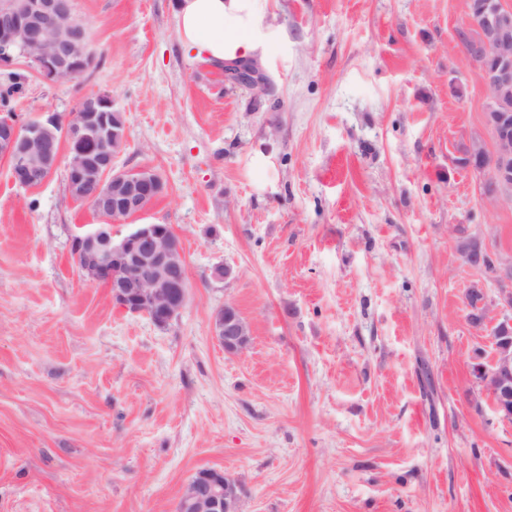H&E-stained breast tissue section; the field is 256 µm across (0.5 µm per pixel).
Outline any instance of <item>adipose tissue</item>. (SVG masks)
Listing matches in <instances>:
<instances>
[{"label": "adipose tissue", "mask_w": 512, "mask_h": 512, "mask_svg": "<svg viewBox=\"0 0 512 512\" xmlns=\"http://www.w3.org/2000/svg\"><path fill=\"white\" fill-rule=\"evenodd\" d=\"M257 0H177L175 32L184 55L214 67L263 59Z\"/></svg>", "instance_id": "1"}]
</instances>
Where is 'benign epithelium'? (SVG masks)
<instances>
[{
  "label": "benign epithelium",
  "instance_id": "7a95c632",
  "mask_svg": "<svg viewBox=\"0 0 512 512\" xmlns=\"http://www.w3.org/2000/svg\"><path fill=\"white\" fill-rule=\"evenodd\" d=\"M485 26V42L465 48L468 56L486 54L503 65L487 80L486 120L494 132L496 152L491 167H478L483 174L481 196L491 202H512V133L499 114L501 92L512 85V10L489 0H470ZM25 53L37 72L56 81L64 72L85 74L96 65L84 32L74 23L72 0H3L0 3V63ZM227 74L239 83L257 88L261 76L252 68L236 65ZM120 112L115 99L99 94L92 102L73 109L61 121L52 112L20 123L12 116L0 118V156L11 163L15 183L33 186V179L49 178L66 161L67 186L72 199L88 202L96 211L107 209L112 217L94 224L72 239L79 271L88 279L104 282L112 300L132 314H144L156 325H168L188 301L186 257L178 236L166 224H137L116 239L112 221L148 209L164 190L159 172L149 167L119 169L127 134L119 131ZM492 280L500 287L504 304L512 305V261H494ZM505 339L495 344L490 366L476 368L483 389L491 393L497 414L512 418V318L498 323ZM211 335L224 352L244 353L251 342L248 321L232 303H224L212 316ZM240 483L218 469L198 471L177 501L176 512H238Z\"/></svg>",
  "mask_w": 512,
  "mask_h": 512
}]
</instances>
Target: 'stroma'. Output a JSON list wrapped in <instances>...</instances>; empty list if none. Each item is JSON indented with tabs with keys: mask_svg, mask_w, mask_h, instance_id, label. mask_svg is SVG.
<instances>
[{
	"mask_svg": "<svg viewBox=\"0 0 512 512\" xmlns=\"http://www.w3.org/2000/svg\"><path fill=\"white\" fill-rule=\"evenodd\" d=\"M264 6L260 90L184 56L175 0H74L98 60L74 81L13 62L21 122L112 94L118 166L165 181L112 232L170 225L189 300L164 327L126 312L72 257L102 218L65 168L26 188L0 160V512H175L202 468L239 512H512V421L474 373L512 309L489 288L472 328L454 247L512 257V203L456 163L494 148L468 0ZM227 302L240 355L210 332ZM211 335L231 355L244 353L251 342L250 325L232 303H224L213 314Z\"/></svg>",
	"mask_w": 512,
	"mask_h": 512,
	"instance_id": "1",
	"label": "stroma"
}]
</instances>
